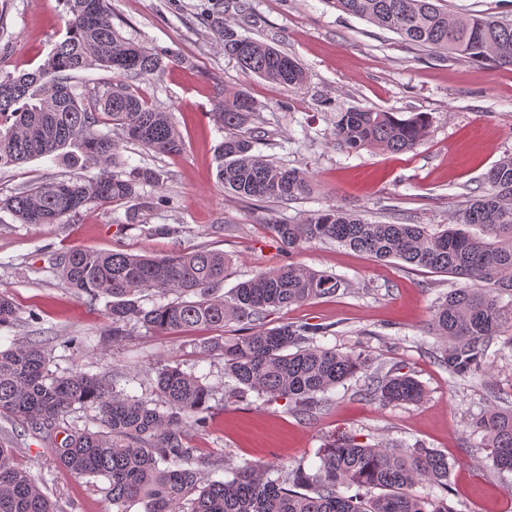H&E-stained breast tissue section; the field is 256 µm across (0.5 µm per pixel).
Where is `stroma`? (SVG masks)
<instances>
[{
  "instance_id": "stroma-1",
  "label": "stroma",
  "mask_w": 512,
  "mask_h": 512,
  "mask_svg": "<svg viewBox=\"0 0 512 512\" xmlns=\"http://www.w3.org/2000/svg\"><path fill=\"white\" fill-rule=\"evenodd\" d=\"M112 23L126 37L175 55L157 74L132 81L135 94L173 115L184 140L162 155L121 139L122 173L146 167L155 184L139 198L89 206L63 224H23L0 211V293L37 318L0 330V348L41 341L57 373L115 371L124 389H150L157 364L195 370L224 390V361L202 357L211 329L158 336L133 328L124 342L105 341L104 300L76 297L53 263L79 247L162 256L178 250L222 251L228 260L221 289L230 294L260 271L292 262L343 278L336 297L273 311L283 322L327 327L317 343L361 352L364 371L303 415L284 401L256 397L211 400L205 431L189 430L194 462L209 478L224 463L261 462L316 468L318 451L335 434L400 448L420 445L448 456L449 501L456 512H512V473L494 469L483 432L473 422L489 405L512 408V350L501 349L475 379L452 377L435 357L431 310L437 298L465 286L462 278L378 262L334 242H313L288 254L267 224H296L308 214L343 206L370 222L453 224L485 185L484 176L512 154V69H491L459 56L418 51L395 33L342 13L324 0H248V13L227 0H110ZM62 0H0V72L16 74L43 63L66 29ZM265 41L294 57L307 74L296 89L245 74L224 54L217 26ZM246 89L261 103L265 131L259 151L303 171L308 192L286 203H247L216 179L214 150L224 134L208 114L220 90ZM423 112L428 126L412 151L351 152L336 145V115L350 109ZM92 165L67 167L50 158L0 169V198L21 187L73 176L95 177ZM405 367L424 395L411 404L366 398L369 376ZM15 442V460L38 480L62 512H112L104 478L79 477L59 466L30 425L0 417Z\"/></svg>"
}]
</instances>
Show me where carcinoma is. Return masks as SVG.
Segmentation results:
<instances>
[{
    "instance_id": "1",
    "label": "carcinoma",
    "mask_w": 512,
    "mask_h": 512,
    "mask_svg": "<svg viewBox=\"0 0 512 512\" xmlns=\"http://www.w3.org/2000/svg\"><path fill=\"white\" fill-rule=\"evenodd\" d=\"M68 21L33 72L0 75V168L50 157L65 164L80 161L100 167L92 179L69 178L19 188L0 200L23 224H63L91 205L120 203L139 196L138 188L156 182L154 172L134 169L123 178L110 124L127 138L161 154H179L184 141L172 114L148 103L121 84L75 93L72 72L103 69L144 78L165 67L169 55L122 36L112 25L108 0H63ZM428 51H445L493 68H512V20L448 10L445 0H324ZM224 54L247 74L286 87L301 88L307 75L299 63L270 44L244 37L226 25L218 30ZM259 104L244 89L226 91L214 102L212 121L224 130L215 154L216 176L224 191L245 201L283 202L308 190L305 174L274 164L254 151L263 140L254 120ZM427 126L415 113L352 110L342 112L333 131L336 144L351 151L413 150ZM76 146L81 155L66 151ZM488 189L470 200L459 223L444 228L426 224L370 223L335 206L299 224L268 225L288 253L313 241H332L377 261L398 260L431 273L470 281L435 303L432 334L439 339L438 361L448 373L475 378L486 373L493 343L512 348V155L486 174ZM479 225L483 236L463 230ZM58 273L77 296L107 299V339L118 344L140 326L158 335H176L236 323L242 336H218L202 354L224 359L231 381L224 402L250 393L266 401L283 400L302 414L325 403V394L355 377L365 358L315 344L327 328L282 323L268 327L273 310L336 295L344 282L333 274L297 263L261 271L238 283L229 298L219 293L227 265L224 252L194 249L163 257L75 248L56 259ZM175 295L149 309L138 295ZM509 296L511 300L504 301ZM22 322L12 298L0 293V328ZM47 347L38 342L0 350V416L31 425L54 459L78 476L103 477L116 512H455L448 503V457L433 448L405 450L365 444L341 435L323 448L314 471L277 470L259 464L231 469L232 477L211 480L192 467L190 429L209 422L215 395L206 378L178 366L155 368L150 395H129L103 374L49 369ZM364 395L389 403H415L420 382L398 369L371 376ZM94 411L91 423L67 420L76 409ZM98 425L92 430L90 424ZM487 437L492 465L512 472V410L496 406L476 418ZM427 482L443 490L422 499L411 489ZM0 512H59L35 477L19 466L0 441Z\"/></svg>"
}]
</instances>
